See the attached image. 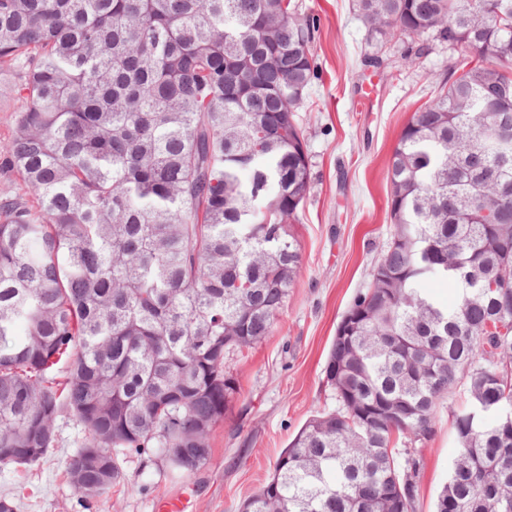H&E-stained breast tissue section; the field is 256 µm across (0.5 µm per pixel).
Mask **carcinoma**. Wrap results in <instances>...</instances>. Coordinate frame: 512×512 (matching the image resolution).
<instances>
[{"mask_svg": "<svg viewBox=\"0 0 512 512\" xmlns=\"http://www.w3.org/2000/svg\"><path fill=\"white\" fill-rule=\"evenodd\" d=\"M357 8L382 47L447 44L448 79L390 157L391 240L324 370L336 408L240 509L413 512L407 445L446 407L459 454L434 512H512V0ZM314 39L293 0H0L21 102L0 164L34 196L0 197L1 465L39 463L63 413L88 497L127 451L206 460L224 357L269 336L300 264Z\"/></svg>", "mask_w": 512, "mask_h": 512, "instance_id": "cac0c4a2", "label": "carcinoma"}]
</instances>
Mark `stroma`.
I'll use <instances>...</instances> for the list:
<instances>
[{
    "label": "stroma",
    "mask_w": 512,
    "mask_h": 512,
    "mask_svg": "<svg viewBox=\"0 0 512 512\" xmlns=\"http://www.w3.org/2000/svg\"><path fill=\"white\" fill-rule=\"evenodd\" d=\"M313 19L316 77L298 114L312 188L294 230L301 266L269 336L225 363L237 394L211 430L209 456L197 470L174 473L149 452L123 459L125 485L106 497L79 493L66 461L84 439L69 416L59 417L57 441L39 464L0 465V496L17 512H157L164 500L192 491L193 512H238L269 479L289 441L311 415L334 407L323 371L336 329L366 291L370 272L387 250L393 224L387 204L388 164L412 113L437 94L448 75V47L436 42L419 66L405 64L408 45H393L380 67L362 64L367 31L355 0H297ZM374 84L366 110L358 91ZM420 461L415 512H433L458 455L447 410L430 438L416 442Z\"/></svg>",
    "instance_id": "obj_1"
}]
</instances>
